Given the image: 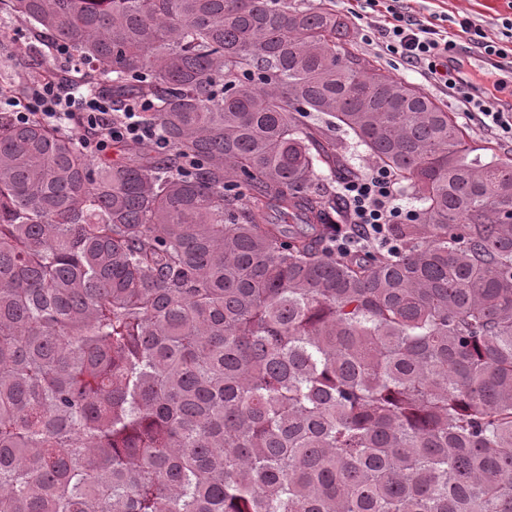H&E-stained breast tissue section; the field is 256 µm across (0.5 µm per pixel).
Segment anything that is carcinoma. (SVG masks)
Returning <instances> with one entry per match:
<instances>
[{
    "label": "carcinoma",
    "mask_w": 512,
    "mask_h": 512,
    "mask_svg": "<svg viewBox=\"0 0 512 512\" xmlns=\"http://www.w3.org/2000/svg\"><path fill=\"white\" fill-rule=\"evenodd\" d=\"M152 139L0 112V512H512V157L328 0H0ZM417 220L354 247L353 154Z\"/></svg>",
    "instance_id": "carcinoma-1"
}]
</instances>
